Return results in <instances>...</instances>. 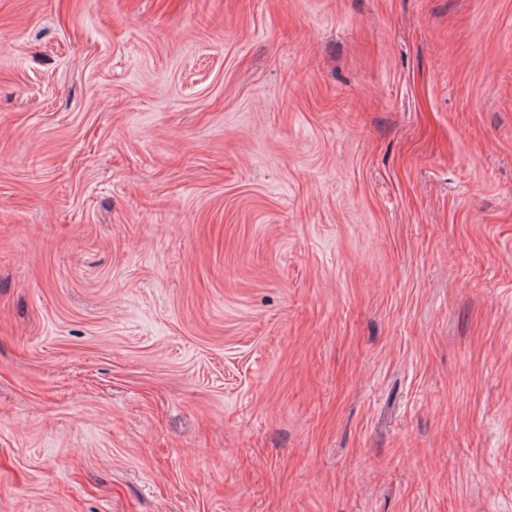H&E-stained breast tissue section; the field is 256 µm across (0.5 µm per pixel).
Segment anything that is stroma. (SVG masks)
I'll return each instance as SVG.
<instances>
[{
    "label": "stroma",
    "mask_w": 512,
    "mask_h": 512,
    "mask_svg": "<svg viewBox=\"0 0 512 512\" xmlns=\"http://www.w3.org/2000/svg\"><path fill=\"white\" fill-rule=\"evenodd\" d=\"M0 512H512V0H0Z\"/></svg>",
    "instance_id": "1"
}]
</instances>
